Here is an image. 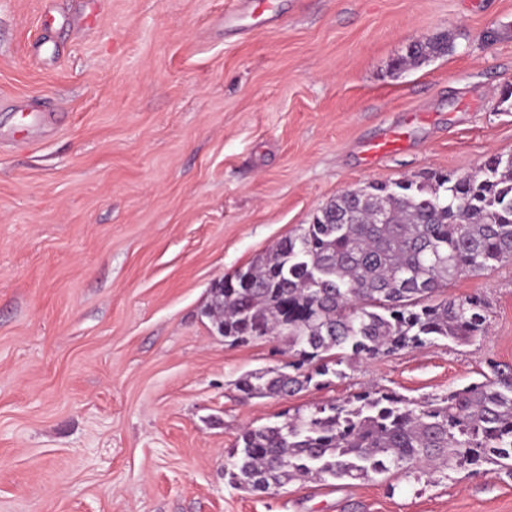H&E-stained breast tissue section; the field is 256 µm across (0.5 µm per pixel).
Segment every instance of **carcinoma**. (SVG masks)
<instances>
[{"mask_svg":"<svg viewBox=\"0 0 512 512\" xmlns=\"http://www.w3.org/2000/svg\"><path fill=\"white\" fill-rule=\"evenodd\" d=\"M440 34L409 45L395 67L444 56ZM512 261V154L477 172L427 171L371 183L330 200L311 223L224 277L207 315L232 344L276 337L288 370L242 374L246 398L288 397L347 377L356 363L446 339L467 344L486 330L478 295L439 298L448 282ZM493 463L512 476V368L488 363L483 380L414 403L367 388L244 428L224 475L266 492L293 482L371 480Z\"/></svg>","mask_w":512,"mask_h":512,"instance_id":"carcinoma-1","label":"carcinoma"}]
</instances>
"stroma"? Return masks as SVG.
<instances>
[{
  "label": "stroma",
  "instance_id": "stroma-1",
  "mask_svg": "<svg viewBox=\"0 0 512 512\" xmlns=\"http://www.w3.org/2000/svg\"><path fill=\"white\" fill-rule=\"evenodd\" d=\"M439 33L447 55L394 69ZM511 87L512 0H0V512H512L491 464L258 494L224 475L244 426L512 366V261L443 290L484 298L481 338L286 399L235 388L284 343L203 314L342 191L512 154ZM26 108L51 120L20 139Z\"/></svg>",
  "mask_w": 512,
  "mask_h": 512
}]
</instances>
